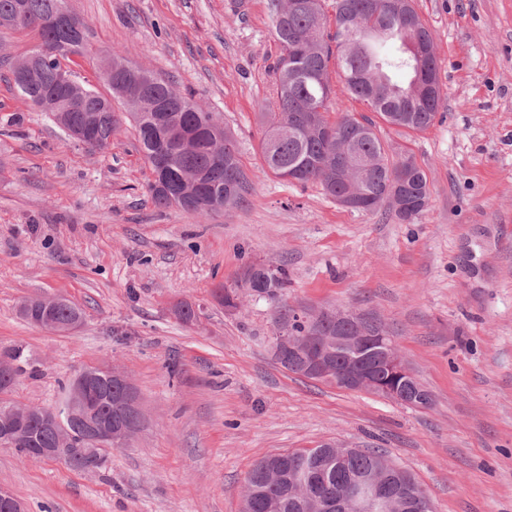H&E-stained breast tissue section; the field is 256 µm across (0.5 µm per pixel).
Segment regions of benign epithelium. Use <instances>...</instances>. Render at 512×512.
I'll list each match as a JSON object with an SVG mask.
<instances>
[{"label":"benign epithelium","mask_w":512,"mask_h":512,"mask_svg":"<svg viewBox=\"0 0 512 512\" xmlns=\"http://www.w3.org/2000/svg\"><path fill=\"white\" fill-rule=\"evenodd\" d=\"M125 69L136 77L125 93L139 104L146 103L145 92L152 77L132 63ZM44 310L36 311L30 322L39 329L71 331L83 321L60 324L44 318L53 301L43 300ZM294 313L307 322L306 330L297 334L285 324H278L273 342V354L278 364L295 369L299 375L351 391H365L386 398H397L404 393L410 405L423 404L419 381L403 361L386 330L364 314L340 308L311 310L296 308ZM336 322V333L323 328V321ZM15 364L6 355H0V384L9 386L15 379ZM105 381L114 391V404L131 412L126 420L100 417L93 404V385ZM68 423L60 413H38L5 401L0 403V444L33 443L32 428H50L57 440L65 445L71 442L68 424L77 423L96 441V447L82 452L91 463L88 471L95 472L102 465L100 448L125 444L139 429L142 414L139 399L128 376L110 367L93 372L83 371L73 381L67 399ZM268 481L274 486H288V497L303 512H421L429 507L422 488L414 476L386 457L377 458L375 468L367 475L336 485V491L324 492L322 480L331 470L312 462L305 472H297L293 461L286 463L264 458Z\"/></svg>","instance_id":"7a95c632"}]
</instances>
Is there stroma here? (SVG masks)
I'll return each instance as SVG.
<instances>
[{"label":"stroma","mask_w":512,"mask_h":512,"mask_svg":"<svg viewBox=\"0 0 512 512\" xmlns=\"http://www.w3.org/2000/svg\"><path fill=\"white\" fill-rule=\"evenodd\" d=\"M67 5L89 27L76 81L104 89L105 59L126 49L221 116L254 190L205 218L158 207L131 125L103 152L68 139L11 81L37 33L0 32V350L23 343L38 366L12 397L56 406L80 370L106 365L145 416L97 473L0 447V489L26 512H240L256 462L331 442L380 449L435 512H512V0H414L435 37L439 114L422 132H379L427 175L409 223L266 170L261 115L281 53L268 0ZM258 263L287 269V305L381 322L432 406L280 367L276 307L240 286ZM220 286L238 288L239 311L215 302ZM36 297L73 303L83 326H32L19 306ZM181 302L194 324L174 316Z\"/></svg>","instance_id":"stroma-1"}]
</instances>
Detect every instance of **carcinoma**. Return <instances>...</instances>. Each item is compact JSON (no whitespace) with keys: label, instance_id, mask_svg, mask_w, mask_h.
<instances>
[{"label":"carcinoma","instance_id":"obj_1","mask_svg":"<svg viewBox=\"0 0 512 512\" xmlns=\"http://www.w3.org/2000/svg\"><path fill=\"white\" fill-rule=\"evenodd\" d=\"M66 2L0 0V30L35 29L41 44H52L60 50L58 58L30 60L25 79L11 70L16 89L35 106L60 90L61 65L88 50V33L79 37L63 22L42 25L47 19L59 17L67 9ZM350 4L354 17L364 26L355 37L340 25V0L333 2L332 19L325 10V0H319L317 12L292 11L285 24L277 18L278 9L286 6L285 0H269L272 30L281 55L275 66L276 110L262 113L266 126L261 145L263 162L269 171L284 179L288 178V170L299 171L295 181L317 183L333 199L337 192L357 187L363 193L364 209L387 206L399 220L406 221L418 216L428 203L426 173L410 154L388 156L375 121L350 115L329 121L328 114L336 106L329 66L331 60H336L343 91L367 104L384 123L412 132L424 131L434 123L442 100L434 80V37L420 16H415L421 43L427 48V55L420 60L410 47L406 20L394 0H350ZM386 43L396 46L395 53L381 52ZM124 61L123 51H112V76L105 78L111 97L123 104L124 111H102L108 97L81 83L72 91L73 102L68 111L52 113V121L73 139L95 121L104 140L123 123L132 124L138 150L149 168H154L160 159L169 171L168 189L147 183L148 192L159 206L181 208L177 194L196 192L208 201L202 210L192 212L202 218L242 202L251 192L252 182L219 115L159 78L150 88L153 98L175 100L180 104L179 111L167 113L162 122L153 109L131 106L118 90L127 82L126 72L118 70ZM330 125L342 131L343 141L325 138L323 128ZM392 181L402 184L399 200L388 192ZM242 287L276 302L288 287V271L281 266L270 272L253 267ZM79 313L81 309L61 299L52 318L65 323ZM4 353L15 362L16 376L36 371L25 347L14 345ZM377 455L379 451L371 448L359 451L349 461L348 470L359 474L370 469ZM246 486L255 491V512H267L266 500L277 491L258 466L248 472Z\"/></svg>","mask_w":512,"mask_h":512}]
</instances>
